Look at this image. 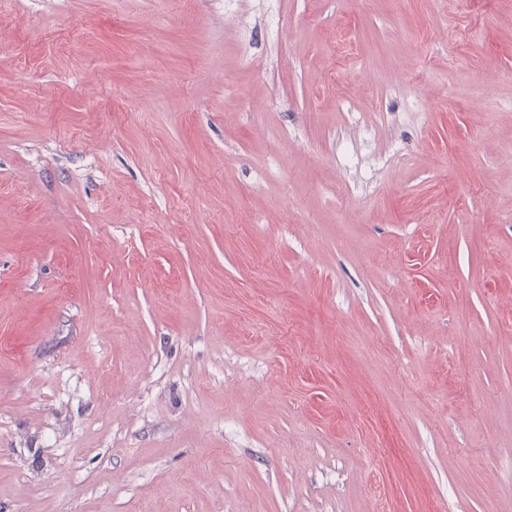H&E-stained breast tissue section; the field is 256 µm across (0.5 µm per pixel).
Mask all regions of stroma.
Listing matches in <instances>:
<instances>
[{"label": "stroma", "instance_id": "stroma-1", "mask_svg": "<svg viewBox=\"0 0 512 512\" xmlns=\"http://www.w3.org/2000/svg\"><path fill=\"white\" fill-rule=\"evenodd\" d=\"M512 0H0V512H512Z\"/></svg>", "mask_w": 512, "mask_h": 512}]
</instances>
